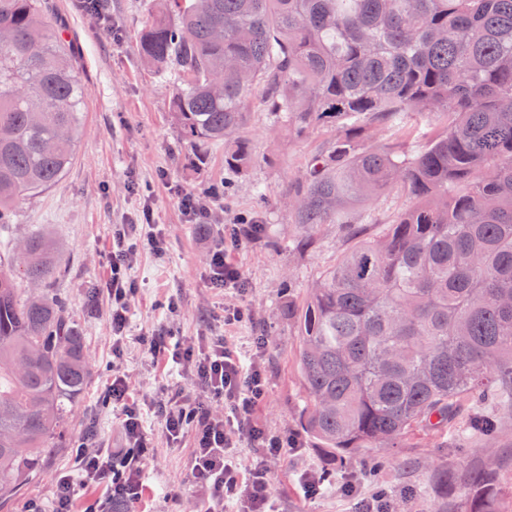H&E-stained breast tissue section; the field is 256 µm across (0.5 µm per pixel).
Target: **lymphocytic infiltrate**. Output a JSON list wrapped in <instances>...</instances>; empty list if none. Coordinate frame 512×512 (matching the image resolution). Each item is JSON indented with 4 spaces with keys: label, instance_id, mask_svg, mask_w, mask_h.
Returning a JSON list of instances; mask_svg holds the SVG:
<instances>
[{
    "label": "lymphocytic infiltrate",
    "instance_id": "f902f5d3",
    "mask_svg": "<svg viewBox=\"0 0 512 512\" xmlns=\"http://www.w3.org/2000/svg\"><path fill=\"white\" fill-rule=\"evenodd\" d=\"M241 243L238 225H225L224 243L211 254L215 287L243 288L238 268L227 260L228 249ZM137 254V239L128 231H119L112 246L111 278L107 284L112 297V333L118 337L125 332L135 292L129 271ZM264 349V340H257L252 362L246 367L221 338L210 339L198 351L183 352L168 349L164 331L157 330L148 347L150 355L167 352L173 361L192 364L201 394L193 397L179 390L160 404L162 430L172 440L194 432L193 480L208 490L213 505L222 507L232 502L243 512H266L269 481L264 460L279 456L284 447L283 439L267 433L256 418V408L265 394ZM111 394L113 401L125 407L121 421L125 445L107 451H93L87 445H78L75 459L81 478L77 481L67 475L56 478L53 512H70L75 485L79 482L110 483L113 498L124 500L136 497L142 486L147 444L135 410L126 405L128 384L124 376L113 375ZM214 400L223 402V415L213 413L210 403ZM242 440L257 448L259 453L246 478L229 453L230 448Z\"/></svg>",
    "mask_w": 512,
    "mask_h": 512
}]
</instances>
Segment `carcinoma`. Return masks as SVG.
<instances>
[{
    "label": "carcinoma",
    "mask_w": 512,
    "mask_h": 512,
    "mask_svg": "<svg viewBox=\"0 0 512 512\" xmlns=\"http://www.w3.org/2000/svg\"><path fill=\"white\" fill-rule=\"evenodd\" d=\"M139 57L172 86L184 160L255 163L252 104L302 137L333 136L288 189L300 251L322 224L394 186L409 205L358 235L306 299L288 301L307 406L301 426L331 460L413 440L467 417L488 446L512 419V0H153ZM83 11L109 23L111 0ZM39 0H0V234L13 205L55 186L84 120L77 49L49 34ZM384 141L376 140L377 131ZM44 234L0 253V512L62 445L89 362L50 285ZM43 285L23 292L17 280ZM459 494L443 512H512L500 474L432 472Z\"/></svg>",
    "instance_id": "1"
}]
</instances>
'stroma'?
<instances>
[{
    "label": "stroma",
    "instance_id": "1",
    "mask_svg": "<svg viewBox=\"0 0 512 512\" xmlns=\"http://www.w3.org/2000/svg\"><path fill=\"white\" fill-rule=\"evenodd\" d=\"M53 29L77 45L85 93V117L76 156L64 177L51 189L22 197L15 207L14 238L40 232L56 244L62 273L53 286L68 301L69 315L87 346L90 381L67 423L68 440L52 450L45 474L21 500L26 512L37 503L42 512L54 508V480L74 473L72 454L79 444L93 448L122 445V405L110 393L113 374L123 375L147 439L144 487L124 512H207L208 492L190 475L194 437L185 433L170 441L162 431L157 401L171 390L191 393L195 381L186 364L148 354L152 330L166 329L172 343L195 347L221 336L240 357H248L256 337L267 343L265 398L256 413L259 424L287 445L269 459L272 512H358L361 499L384 493L389 512H441L444 498L429 479L446 463L482 465L497 462L504 491H512V420L498 433V445L486 448L482 436L458 423L425 436L421 447L385 451L369 448L353 460L329 465L317 440L300 427L306 394L300 385L296 353L298 328L284 315L287 300L301 301L311 283L350 247L347 236L324 227L314 248L292 250L301 230L277 203L303 173L315 145V132L293 138L274 126L265 113L252 110L249 137L256 157L250 172L235 178L230 197L210 201L205 224L188 223L179 192L203 194L224 177V150L214 147L208 165L196 168L178 158L180 148L169 112L171 87L141 61L136 35L151 0H112V22L104 24L84 13L77 0H41ZM153 221L141 223L144 203ZM258 216L262 238L244 237L230 261L247 282L243 294L213 287L210 253L220 243L225 225L242 216ZM132 225L142 246L130 270L136 294L123 340L112 335V298L107 291L112 242L117 229ZM161 232L165 251L156 254L149 240ZM240 305L248 316L224 322V308ZM329 473L318 491L304 492V473ZM354 493H347L346 485Z\"/></svg>",
    "mask_w": 512,
    "mask_h": 512
}]
</instances>
